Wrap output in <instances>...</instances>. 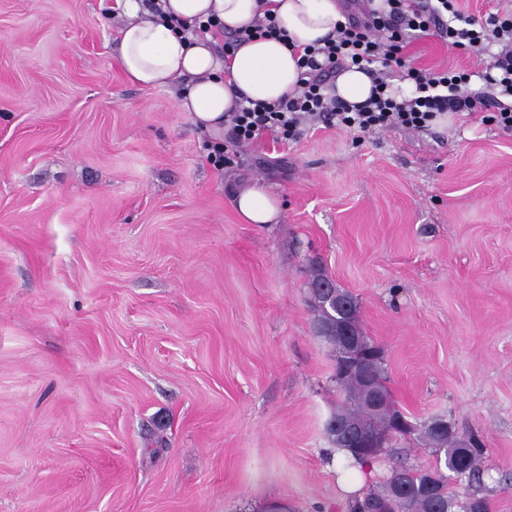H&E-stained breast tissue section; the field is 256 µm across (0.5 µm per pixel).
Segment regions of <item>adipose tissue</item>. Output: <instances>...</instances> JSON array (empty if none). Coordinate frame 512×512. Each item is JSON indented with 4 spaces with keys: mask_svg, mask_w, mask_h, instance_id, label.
<instances>
[{
    "mask_svg": "<svg viewBox=\"0 0 512 512\" xmlns=\"http://www.w3.org/2000/svg\"><path fill=\"white\" fill-rule=\"evenodd\" d=\"M341 0H160L163 18L153 17L140 0H125L119 30L121 67L131 82L148 88L183 83L180 109L214 142L224 135V115L239 98L272 103L297 90V52L334 34L342 21ZM271 10L287 32V41L256 37L227 55L214 49L212 35L183 32V25L216 18L235 35ZM247 224H275L279 199L262 185L241 189L234 198Z\"/></svg>",
    "mask_w": 512,
    "mask_h": 512,
    "instance_id": "obj_1",
    "label": "adipose tissue"
}]
</instances>
